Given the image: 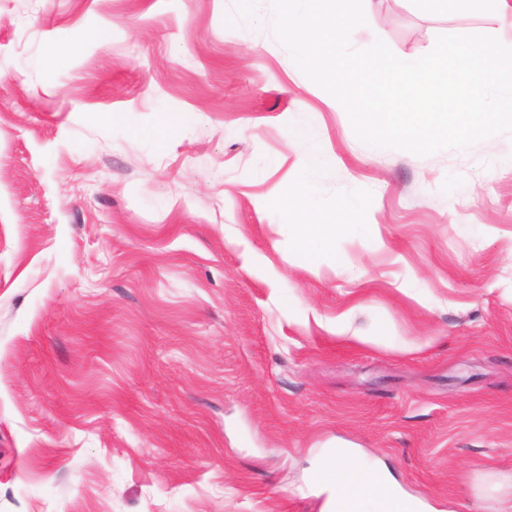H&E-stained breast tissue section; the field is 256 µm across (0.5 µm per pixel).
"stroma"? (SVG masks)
<instances>
[{"label": "stroma", "mask_w": 512, "mask_h": 512, "mask_svg": "<svg viewBox=\"0 0 512 512\" xmlns=\"http://www.w3.org/2000/svg\"><path fill=\"white\" fill-rule=\"evenodd\" d=\"M272 20L0 0V512H325L333 448L512 501V133L366 144ZM463 34L512 19L379 0L351 42ZM315 150L310 257L278 201ZM306 223L291 225L296 230L299 247L307 252L321 251L336 236V229L343 226V224H327L320 219Z\"/></svg>", "instance_id": "stroma-1"}]
</instances>
